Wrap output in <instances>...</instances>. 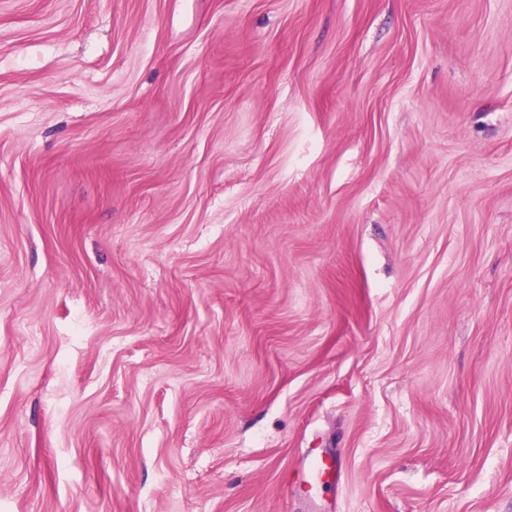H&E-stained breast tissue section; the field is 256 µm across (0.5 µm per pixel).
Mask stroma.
Masks as SVG:
<instances>
[{
    "instance_id": "obj_1",
    "label": "stroma",
    "mask_w": 512,
    "mask_h": 512,
    "mask_svg": "<svg viewBox=\"0 0 512 512\" xmlns=\"http://www.w3.org/2000/svg\"><path fill=\"white\" fill-rule=\"evenodd\" d=\"M0 512H512V0H0ZM337 472L336 463L332 458L317 457L312 466L311 473L303 480L308 486V491L313 495L318 493L327 483V477Z\"/></svg>"
}]
</instances>
